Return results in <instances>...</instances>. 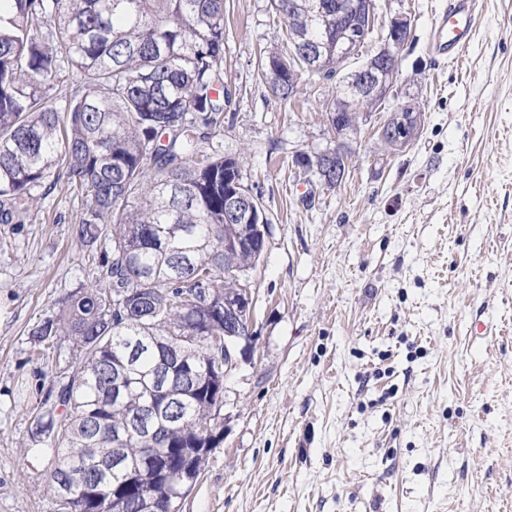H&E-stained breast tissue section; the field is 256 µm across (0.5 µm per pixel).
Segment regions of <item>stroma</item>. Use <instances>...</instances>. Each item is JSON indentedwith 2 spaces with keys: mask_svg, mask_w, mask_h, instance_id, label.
Wrapping results in <instances>:
<instances>
[{
  "mask_svg": "<svg viewBox=\"0 0 512 512\" xmlns=\"http://www.w3.org/2000/svg\"><path fill=\"white\" fill-rule=\"evenodd\" d=\"M375 3L411 20L394 93L423 124L397 152L371 113L329 189L292 156L335 146L334 84L275 98L258 61L284 21L224 0L232 100L205 149L238 161L269 230L244 273L253 354L224 378V438L180 512H512V0H480L453 62L429 49L448 0ZM34 195L0 224V512H56L29 413L72 352L29 332L112 255L74 239L65 184ZM482 311L499 336H471Z\"/></svg>",
  "mask_w": 512,
  "mask_h": 512,
  "instance_id": "stroma-1",
  "label": "stroma"
}]
</instances>
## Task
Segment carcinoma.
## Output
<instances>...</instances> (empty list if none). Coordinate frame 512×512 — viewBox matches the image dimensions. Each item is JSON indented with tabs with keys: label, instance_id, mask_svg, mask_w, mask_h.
Segmentation results:
<instances>
[{
	"label": "carcinoma",
	"instance_id": "carcinoma-1",
	"mask_svg": "<svg viewBox=\"0 0 512 512\" xmlns=\"http://www.w3.org/2000/svg\"><path fill=\"white\" fill-rule=\"evenodd\" d=\"M289 3L271 0L286 34L314 26ZM290 66L287 50L265 62L284 100ZM74 70L59 106L51 91ZM223 74L224 0H0V224L24 223L33 191L63 180L81 200L73 236L114 250L98 284L31 332L68 337L76 360L31 411L49 489L72 486L58 512H142L149 496L179 512L223 439L224 315L203 303L235 288L225 267L259 261L224 251L226 159L204 150L224 126ZM163 363L171 384L197 377L174 405L152 387Z\"/></svg>",
	"mask_w": 512,
	"mask_h": 512
}]
</instances>
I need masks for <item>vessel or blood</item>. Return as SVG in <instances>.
<instances>
[{"instance_id":"vessel-or-blood-1","label":"vessel or blood","mask_w":512,"mask_h":512,"mask_svg":"<svg viewBox=\"0 0 512 512\" xmlns=\"http://www.w3.org/2000/svg\"><path fill=\"white\" fill-rule=\"evenodd\" d=\"M475 21V0H449L447 7L432 20V51L446 59H458L472 39Z\"/></svg>"}]
</instances>
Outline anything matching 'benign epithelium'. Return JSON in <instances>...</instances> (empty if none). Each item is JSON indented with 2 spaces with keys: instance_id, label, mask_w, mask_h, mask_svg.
<instances>
[{
  "instance_id": "7a95c632",
  "label": "benign epithelium",
  "mask_w": 512,
  "mask_h": 512,
  "mask_svg": "<svg viewBox=\"0 0 512 512\" xmlns=\"http://www.w3.org/2000/svg\"><path fill=\"white\" fill-rule=\"evenodd\" d=\"M326 38L314 40L306 33L296 35L290 51L301 74L316 76L320 81L331 80L336 87H346L347 93L329 108L328 119L336 135V148L319 153H307L302 169L312 172L323 184L341 183L345 171L331 167V161L345 155L343 141L358 131L360 121L371 112L386 108L398 75L400 53L410 34V20L397 14L376 27L374 0H337L336 11L317 10ZM379 30V46L361 59L366 39ZM388 109V108H386ZM389 118L379 129V137L395 151L405 149L422 124V113L412 103L394 102ZM234 178L224 191V223L233 229L248 222L261 243H266V214L257 195L237 174L239 164L230 166ZM237 279V289L224 297V370L237 364V355L245 356L255 340L252 332L253 298L243 280V273L230 270Z\"/></svg>"
}]
</instances>
